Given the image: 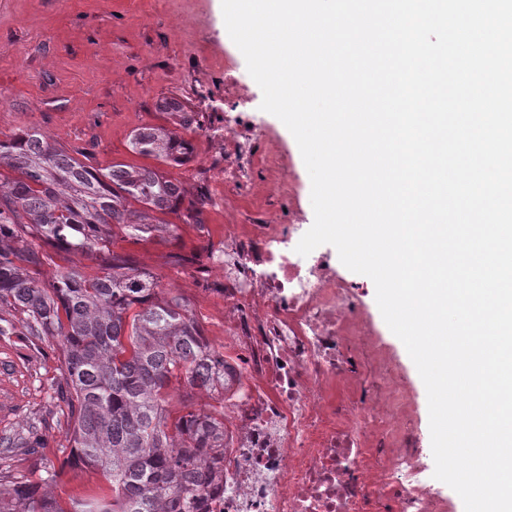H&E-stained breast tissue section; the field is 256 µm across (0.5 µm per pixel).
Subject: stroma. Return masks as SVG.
<instances>
[{
	"mask_svg": "<svg viewBox=\"0 0 512 512\" xmlns=\"http://www.w3.org/2000/svg\"><path fill=\"white\" fill-rule=\"evenodd\" d=\"M244 87L252 96L245 131L259 162L244 182L228 184L224 113L234 109ZM166 98L198 113L203 125L192 136L190 160L171 174L188 195L207 190L205 223L187 224L171 214V235H120L112 247L156 273L168 292L187 298L209 341L233 356L219 293L223 263L201 274L174 265V258L223 249L225 225L260 217L310 225L314 211L298 145L277 117L261 110L262 91L224 33L219 0H0V136L34 125L56 144L86 151L95 169L118 162L151 167L154 159L133 153L129 138L146 124L172 126L173 116L157 109ZM335 270L355 288L361 320L374 329L412 397L403 427L416 432L424 454H431L425 386L381 315L373 281L340 263ZM60 379L54 342L34 341L19 329L0 336V435L42 420V455L65 472L57 492L78 498L107 482L67 464L65 405L54 397Z\"/></svg>",
	"mask_w": 512,
	"mask_h": 512,
	"instance_id": "35a3bbf8",
	"label": "stroma"
}]
</instances>
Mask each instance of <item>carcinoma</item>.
Returning a JSON list of instances; mask_svg holds the SVG:
<instances>
[{"label":"carcinoma","mask_w":512,"mask_h":512,"mask_svg":"<svg viewBox=\"0 0 512 512\" xmlns=\"http://www.w3.org/2000/svg\"><path fill=\"white\" fill-rule=\"evenodd\" d=\"M159 108L178 125L203 126L175 101ZM133 153L178 167L192 142L177 130L144 125ZM0 312L20 317L26 335L52 339L68 409L67 437L75 463L99 471L112 488L82 499L55 493L62 470L40 469L0 482V512H203L224 490V405L173 416L165 408L178 391L224 397V352L206 338L189 302L166 296L160 278L109 249L115 230L161 237L162 216L202 224L204 189L186 196L182 183L158 168L114 163L93 170L35 128L0 139ZM96 261L50 281L39 278L51 252ZM42 422L0 436V467L18 448L40 447Z\"/></svg>","instance_id":"1"}]
</instances>
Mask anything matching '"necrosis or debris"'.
I'll return each mask as SVG.
<instances>
[{
	"label": "necrosis or debris",
	"mask_w": 512,
	"mask_h": 512,
	"mask_svg": "<svg viewBox=\"0 0 512 512\" xmlns=\"http://www.w3.org/2000/svg\"><path fill=\"white\" fill-rule=\"evenodd\" d=\"M244 123L224 118L228 183L251 164ZM304 233L224 227V330L245 357L224 361V494L210 512H456L399 425L408 403L386 358L370 372L352 362L348 346L374 348L372 332L329 259L297 253ZM373 374L383 394L353 401Z\"/></svg>",
	"instance_id": "necrosis-or-debris-1"
}]
</instances>
